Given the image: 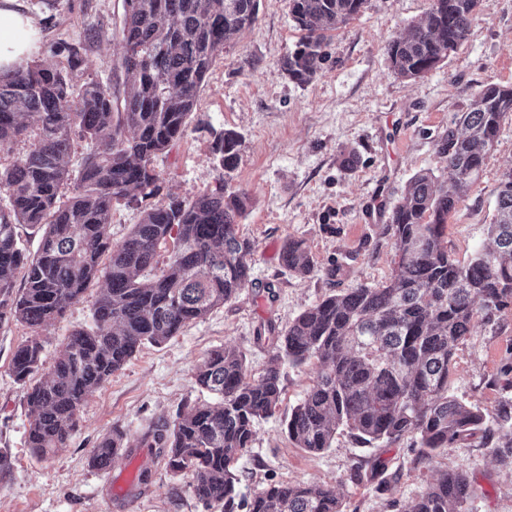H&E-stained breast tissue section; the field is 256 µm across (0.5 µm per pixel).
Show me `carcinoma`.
<instances>
[{"label": "carcinoma", "mask_w": 512, "mask_h": 512, "mask_svg": "<svg viewBox=\"0 0 512 512\" xmlns=\"http://www.w3.org/2000/svg\"><path fill=\"white\" fill-rule=\"evenodd\" d=\"M123 3L122 67L131 74L123 97L95 80L74 94L72 77L83 62L79 43L59 45L61 67L33 62L0 72V154L22 136L29 140L25 154L0 165V189L9 201L8 210L0 209V325L39 327L63 316L93 282L105 283L94 327L72 330L47 380L34 381L42 367L37 337L13 354L11 372L26 388L32 416L28 447L41 457L68 446L87 395L142 345L170 340L251 282L253 243L239 235L238 224L249 200L244 190L220 177L192 200L151 199L162 189L154 159L184 135L217 55L252 26L259 0ZM364 4L289 0L301 36L283 59L288 75L299 83L313 80L327 59L331 32ZM483 8L484 0H432L410 35L387 45L393 72L407 79L428 74L467 41ZM509 114L512 87H483L436 145L449 181L434 185L430 171L410 179L385 227L398 258L388 282L337 291L302 311L278 337L257 381L235 348L202 358L195 381L218 402L180 412L154 434L167 466L191 474L199 499L224 512H344L334 488L318 484L270 483L236 500L233 463L251 448L255 423L275 412L285 362L320 367L288 415V436L299 448L321 452L347 429L370 443L409 437L431 458L480 433L499 461L512 466V400L490 416L448 395L457 346L478 320L512 311V171L499 185L493 246L462 264L443 241L448 214ZM75 133L95 149L63 202ZM238 146L235 133L213 132L214 158L227 172L238 163ZM121 200L142 205V218L114 244L112 205ZM19 224L42 231L32 256L21 246ZM167 244L172 251L159 270L157 252ZM281 262L300 277L314 271L297 239L288 240ZM121 445L120 433L103 437L89 464L108 467ZM474 495L465 474L447 470L403 512H465Z\"/></svg>", "instance_id": "cac0c4a2"}]
</instances>
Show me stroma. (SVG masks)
<instances>
[{
	"mask_svg": "<svg viewBox=\"0 0 512 512\" xmlns=\"http://www.w3.org/2000/svg\"><path fill=\"white\" fill-rule=\"evenodd\" d=\"M37 29L31 60L56 66L55 47L82 43L85 65L74 87L90 79L124 87L118 67L123 0H16ZM431 0H366L362 13L334 32L328 59L313 81L301 84L281 66L300 37L288 0H259L257 19L236 44L220 53L202 86L183 138L154 161L164 193L195 198L213 185L218 169L213 131L240 139L239 161L227 179L245 190L250 206L240 234L254 245L250 284L204 318L188 323L168 342L143 345L123 368L91 393L67 448L41 458L27 444L30 412L11 374L17 346L30 336L43 344L51 368L73 327L91 322L100 284H93L62 318L40 328L0 325V512H220L194 493L191 477L173 474L153 448V432L180 409L210 401L193 370L208 351L237 348L251 377L262 374L276 338L306 308L333 290L378 286L394 269L384 233L388 213L409 179L429 170L438 182L449 172L436 143L474 93L490 84L512 86V0H487L468 40L436 69L407 80L390 68L388 42L407 36ZM512 170V116H507L482 172L448 216L444 244L460 262L490 243L488 226L503 175ZM382 198L385 214L374 210ZM302 239L315 270L306 277L281 263L288 239ZM337 266L335 279L325 271ZM512 362V312L479 322L459 344L448 393L492 412L512 397L502 371ZM319 370L310 363L283 365L281 402L255 424L250 451L235 465L241 495L271 482L324 484L335 489L345 512H402L443 470L461 471L479 488L469 512H512V469L478 439L422 458L411 439L364 444L337 434L330 448L296 447L284 419L304 397ZM122 433L125 454L109 470L89 456L106 434ZM385 463L387 483L372 478L374 460ZM147 471V482L137 472ZM361 480H353V473Z\"/></svg>",
	"mask_w": 512,
	"mask_h": 512,
	"instance_id": "stroma-1",
	"label": "stroma"
}]
</instances>
